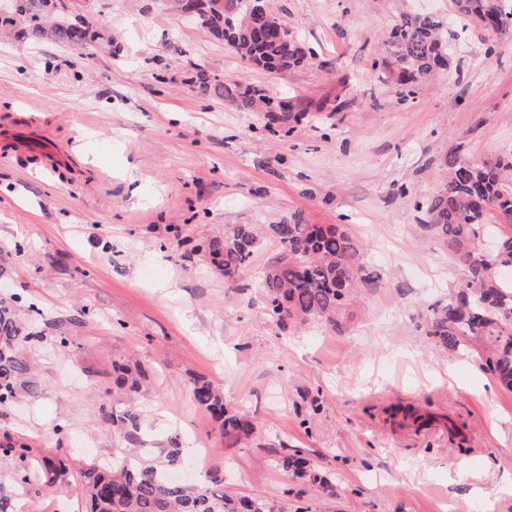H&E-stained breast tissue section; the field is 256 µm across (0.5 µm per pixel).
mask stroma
I'll return each instance as SVG.
<instances>
[{"label":"stroma","instance_id":"35a3bbf8","mask_svg":"<svg viewBox=\"0 0 512 512\" xmlns=\"http://www.w3.org/2000/svg\"><path fill=\"white\" fill-rule=\"evenodd\" d=\"M274 8L313 50L283 75L249 65L164 0H86L87 20L121 46L116 57L0 43V125L36 124L42 139L0 154V293L36 304L41 338L28 352L41 391L0 410V433L28 442L36 460L60 448L111 459L120 442L104 406L120 362L149 376L148 428L179 434L186 458L209 449L201 480L227 493L276 496L289 512H512V392L479 368L475 350L435 349L416 327L465 278L424 231L418 202L440 188L449 154L512 151V31L462 27L449 0ZM403 12L447 17L454 54V72L433 73L411 102L373 67ZM199 68L311 112L281 136L265 113L201 99L189 84ZM321 101L330 110L315 111ZM72 145L85 168L44 171V147ZM297 212L346 225L377 279L364 311L339 327L297 329L267 315L258 273L275 242L230 284L201 249L225 225ZM195 376L223 385L251 417L247 447L225 444L193 402ZM315 396L321 410L300 427ZM393 403L435 421L415 430L387 414ZM297 448L335 472V496L293 493L277 460ZM17 509L82 512L79 475Z\"/></svg>","mask_w":512,"mask_h":512}]
</instances>
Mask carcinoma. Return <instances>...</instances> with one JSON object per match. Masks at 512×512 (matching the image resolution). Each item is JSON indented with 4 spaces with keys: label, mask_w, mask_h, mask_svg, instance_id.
I'll list each match as a JSON object with an SVG mask.
<instances>
[{
    "label": "carcinoma",
    "mask_w": 512,
    "mask_h": 512,
    "mask_svg": "<svg viewBox=\"0 0 512 512\" xmlns=\"http://www.w3.org/2000/svg\"><path fill=\"white\" fill-rule=\"evenodd\" d=\"M508 0H451L456 16L472 26L499 21L512 27ZM280 19L274 11L247 14L241 0H209L196 23L217 38L229 41L249 63L283 74L301 66L311 50L298 38L290 43L269 32ZM441 16L403 15L388 32L389 57L374 67L392 78L407 99L431 73L447 66L452 56ZM0 38L17 42L112 48V35L94 27L80 14L79 0H8L0 9ZM191 83L206 99L234 102L246 111L269 109L281 98L240 80H224L196 71ZM304 111L294 107L281 113L279 128L289 134ZM446 180L436 194L419 204L427 220L422 228L448 249L465 271L459 288L426 307L419 328L435 346L457 351L473 348L480 368L512 392V233L502 235L496 251H484L478 239L485 217L493 211L512 224V152L491 161L474 162L457 155L444 159ZM279 224H229L224 237L206 245L213 265L224 279L235 280L252 263L264 238L277 242L260 281L267 314L279 324L309 323L335 327L339 318L358 306L363 288L370 284L361 261L362 244L343 224H310L300 213L288 219V238ZM0 297V406L8 407L23 391L39 393L28 349L37 336L23 323L18 300ZM145 373L138 367L112 365V411L105 419L128 448L112 464L83 462L79 474L89 503L88 512H285V504L271 497L224 492L215 484H173L167 473L184 462L181 438H166L164 447L151 442L138 397L145 388ZM193 401L207 412L230 446L245 444L254 434L250 417L224 399V390L196 376L191 380ZM421 429L430 415L415 408L391 406ZM279 466L313 491L336 494L333 473L309 466L297 449L285 454ZM0 467L13 471L14 482L0 484V512H16L19 497L52 488L64 491L70 464L66 455L42 460L34 473L28 445L7 435L0 440Z\"/></svg>",
    "instance_id": "1"
}]
</instances>
